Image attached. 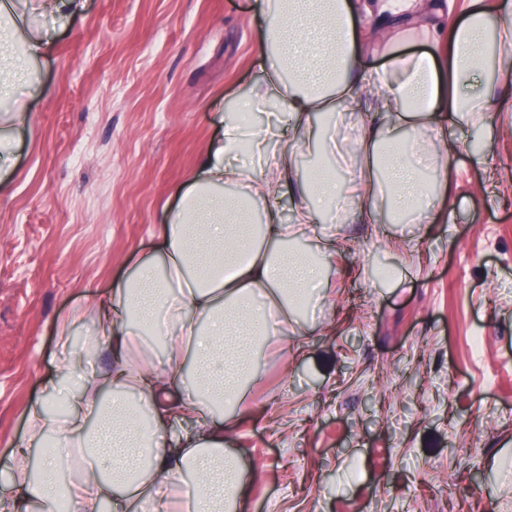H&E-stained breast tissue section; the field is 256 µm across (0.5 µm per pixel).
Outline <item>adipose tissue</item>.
<instances>
[{
    "instance_id": "1",
    "label": "adipose tissue",
    "mask_w": 512,
    "mask_h": 512,
    "mask_svg": "<svg viewBox=\"0 0 512 512\" xmlns=\"http://www.w3.org/2000/svg\"><path fill=\"white\" fill-rule=\"evenodd\" d=\"M462 19L449 25L437 0H268L259 46L263 78L238 98L242 107L276 102V112L253 128L226 121L211 143L178 211L161 229L162 267L142 265L111 293L87 297L78 315L59 318L68 344L76 316L91 317L112 360L109 372L70 390L68 417L31 407L28 445L12 452L13 491L0 512H55L66 493L71 512H225L244 492L239 457L224 448V425L246 398L256 371L255 351L273 355L288 334L292 302L318 299L336 243L314 254L287 248L315 221V196L349 202L360 217L385 223L426 217L447 186L448 130L484 124L499 94L488 82L475 95L466 86L492 73L496 48L512 47V12L487 0H464ZM83 0H0V43L23 47L26 58L46 55L52 38L31 29L36 15L71 16ZM381 21L376 35L357 41V23ZM426 47L402 54L407 42ZM386 58L378 66V58ZM364 116L354 148H339L333 131L316 123L339 110ZM337 163L353 160L364 179L326 171L298 179L294 156L276 149L281 138ZM259 162L251 178L248 165ZM293 201L289 224L269 219L252 236L253 205ZM163 325L166 365L142 339L147 325ZM193 424L195 434L163 448L161 424ZM60 438L81 459L74 480L60 485L61 460L44 462L38 484L27 479L29 448L45 435ZM196 477L183 488L181 477Z\"/></svg>"
}]
</instances>
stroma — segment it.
<instances>
[{"label":"stroma","mask_w":512,"mask_h":512,"mask_svg":"<svg viewBox=\"0 0 512 512\" xmlns=\"http://www.w3.org/2000/svg\"><path fill=\"white\" fill-rule=\"evenodd\" d=\"M53 45L20 89L29 123L0 188V491L28 409L76 342L54 322L156 261L157 233L239 92L260 80L264 0H84L31 18ZM428 220L354 224L323 299L259 359L224 446L246 470L238 512H512V112L469 147Z\"/></svg>","instance_id":"35a3bbf8"}]
</instances>
